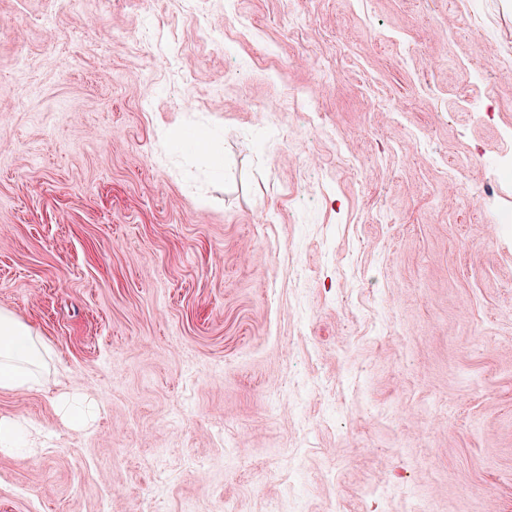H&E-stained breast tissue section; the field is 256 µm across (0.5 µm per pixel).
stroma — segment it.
Returning a JSON list of instances; mask_svg holds the SVG:
<instances>
[{"label": "stroma", "instance_id": "1", "mask_svg": "<svg viewBox=\"0 0 512 512\" xmlns=\"http://www.w3.org/2000/svg\"><path fill=\"white\" fill-rule=\"evenodd\" d=\"M496 154L512 0H0V512H512ZM43 356L50 357V349L39 333L10 312L0 311V390L41 385V377L32 367L37 366ZM63 419L70 424L84 423L88 409L83 400L76 395L62 394L58 398ZM27 435L28 425L14 418L0 417V454L13 456L30 451Z\"/></svg>", "mask_w": 512, "mask_h": 512}]
</instances>
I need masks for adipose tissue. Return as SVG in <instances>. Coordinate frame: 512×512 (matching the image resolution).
Listing matches in <instances>:
<instances>
[{
  "mask_svg": "<svg viewBox=\"0 0 512 512\" xmlns=\"http://www.w3.org/2000/svg\"><path fill=\"white\" fill-rule=\"evenodd\" d=\"M49 354V348L34 328L10 312L0 311V390L13 391L40 385L41 378L34 368Z\"/></svg>",
  "mask_w": 512,
  "mask_h": 512,
  "instance_id": "obj_1",
  "label": "adipose tissue"
}]
</instances>
